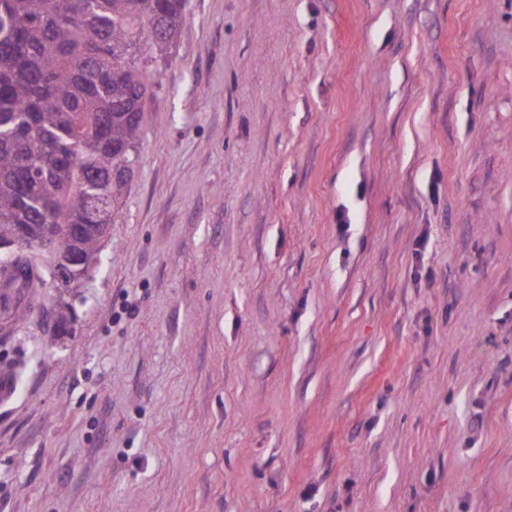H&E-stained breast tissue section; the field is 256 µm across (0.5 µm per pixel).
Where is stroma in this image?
<instances>
[{
    "mask_svg": "<svg viewBox=\"0 0 512 512\" xmlns=\"http://www.w3.org/2000/svg\"><path fill=\"white\" fill-rule=\"evenodd\" d=\"M0 512H512V0H186Z\"/></svg>",
    "mask_w": 512,
    "mask_h": 512,
    "instance_id": "1",
    "label": "stroma"
}]
</instances>
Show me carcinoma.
Listing matches in <instances>:
<instances>
[{"label": "carcinoma", "mask_w": 512, "mask_h": 512, "mask_svg": "<svg viewBox=\"0 0 512 512\" xmlns=\"http://www.w3.org/2000/svg\"><path fill=\"white\" fill-rule=\"evenodd\" d=\"M186 0H0V243L93 254L134 171ZM69 304L54 330H71Z\"/></svg>", "instance_id": "carcinoma-1"}]
</instances>
